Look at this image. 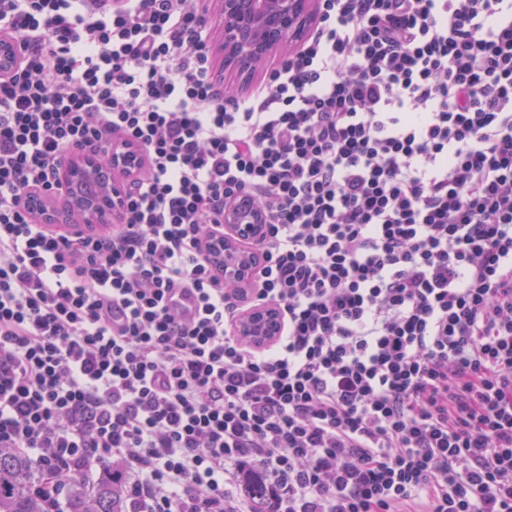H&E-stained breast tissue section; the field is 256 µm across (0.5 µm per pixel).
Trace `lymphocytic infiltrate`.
<instances>
[{"instance_id": "obj_1", "label": "lymphocytic infiltrate", "mask_w": 512, "mask_h": 512, "mask_svg": "<svg viewBox=\"0 0 512 512\" xmlns=\"http://www.w3.org/2000/svg\"><path fill=\"white\" fill-rule=\"evenodd\" d=\"M210 0H0V448L133 512H512V0H321L254 95ZM137 150L111 232L28 210ZM247 194L249 290L209 238ZM282 316L273 341L236 327ZM280 330V316L274 308L267 306L252 308L238 325V334L256 345L271 341ZM61 512H129L130 497L124 467H103L95 483L73 478L62 500ZM245 496L255 507L253 512H275L271 508L272 493L268 477L262 469H254L241 478Z\"/></svg>"}]
</instances>
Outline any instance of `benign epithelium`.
<instances>
[{"mask_svg": "<svg viewBox=\"0 0 512 512\" xmlns=\"http://www.w3.org/2000/svg\"><path fill=\"white\" fill-rule=\"evenodd\" d=\"M218 12L224 33V68L245 80L268 56L301 46L321 18L320 0H219ZM19 56L20 45L1 36L0 73L8 71ZM138 165L139 155L125 148L107 161L98 154H75L60 170L67 193L56 198L32 194L27 197L28 209L48 224H68L75 215L85 225L110 224L122 189L118 175ZM224 224L227 234L211 240L210 255L224 263V281L248 288L258 256L242 243L260 237L264 213L242 195L224 209ZM280 330V316L267 306L252 308L238 325V334L256 345L271 341Z\"/></svg>", "mask_w": 512, "mask_h": 512, "instance_id": "7a95c632", "label": "benign epithelium"}]
</instances>
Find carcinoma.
Listing matches in <instances>:
<instances>
[{"label":"carcinoma","instance_id":"obj_1","mask_svg":"<svg viewBox=\"0 0 512 512\" xmlns=\"http://www.w3.org/2000/svg\"><path fill=\"white\" fill-rule=\"evenodd\" d=\"M44 478L26 456L0 450V512H47V504L34 486ZM254 512H274L268 477L255 469L241 478ZM130 497L124 467H103L96 482L73 478L62 500V512H129Z\"/></svg>","mask_w":512,"mask_h":512}]
</instances>
